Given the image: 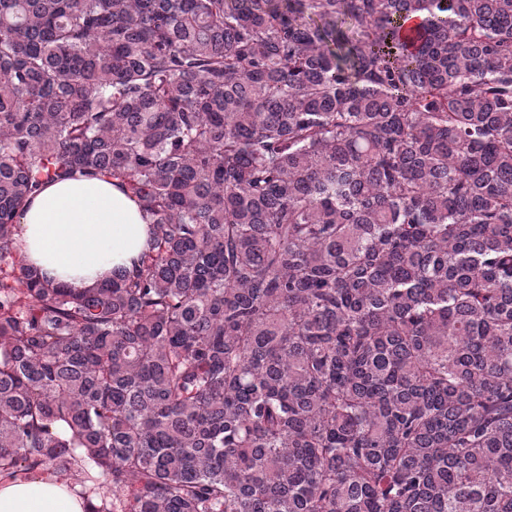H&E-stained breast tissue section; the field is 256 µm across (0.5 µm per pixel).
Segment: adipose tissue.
<instances>
[{"label": "adipose tissue", "instance_id": "adipose-tissue-1", "mask_svg": "<svg viewBox=\"0 0 512 512\" xmlns=\"http://www.w3.org/2000/svg\"><path fill=\"white\" fill-rule=\"evenodd\" d=\"M14 250L21 263L71 287L89 288L114 269L133 268L152 229L135 198L104 177L47 184L18 217ZM80 486L65 474L0 476V512H87Z\"/></svg>", "mask_w": 512, "mask_h": 512}]
</instances>
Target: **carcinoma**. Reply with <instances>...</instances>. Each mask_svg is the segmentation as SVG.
I'll return each mask as SVG.
<instances>
[{
    "label": "carcinoma",
    "instance_id": "cac0c4a2",
    "mask_svg": "<svg viewBox=\"0 0 512 512\" xmlns=\"http://www.w3.org/2000/svg\"><path fill=\"white\" fill-rule=\"evenodd\" d=\"M77 174L152 244L76 292L13 236ZM48 469L91 512H512V0H0V475Z\"/></svg>",
    "mask_w": 512,
    "mask_h": 512
}]
</instances>
